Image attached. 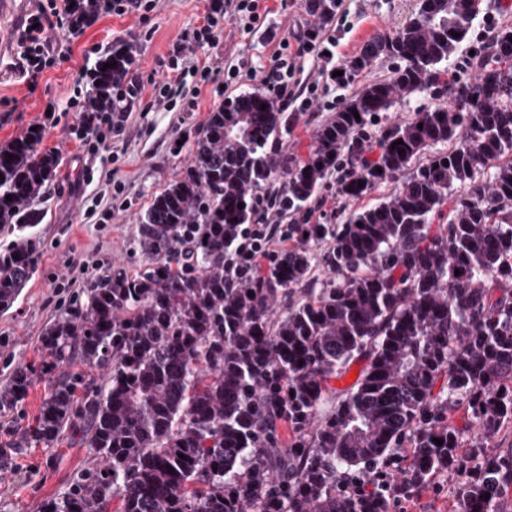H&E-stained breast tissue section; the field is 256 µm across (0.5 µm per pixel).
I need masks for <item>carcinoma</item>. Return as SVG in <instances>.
Instances as JSON below:
<instances>
[{
    "instance_id": "1",
    "label": "carcinoma",
    "mask_w": 512,
    "mask_h": 512,
    "mask_svg": "<svg viewBox=\"0 0 512 512\" xmlns=\"http://www.w3.org/2000/svg\"><path fill=\"white\" fill-rule=\"evenodd\" d=\"M479 14L472 0H424L405 26L378 34L343 79L381 55L401 65L336 112L300 166L266 149L283 123L268 96L211 112L191 166L139 225L151 263L96 280L44 333L43 373L76 360L87 371L50 381L34 424L0 459L67 436L101 462L44 512H393L392 483L411 497L448 470L462 472L460 512H499L512 458L486 448L512 429V30L495 36L498 65L477 84L388 130L377 158L354 169L372 120L427 87ZM132 65L123 45L99 56L88 111L121 109L115 86ZM42 141L39 129L0 144V227L42 222L32 205L61 162ZM343 167L346 196L395 180L398 191L344 224L288 225L299 242L230 284L257 191L287 174L275 206L305 217ZM35 269L24 234L0 255V309ZM279 297L290 302L275 317ZM356 362L357 382L337 392L331 383ZM28 384L17 373L0 407L21 404Z\"/></svg>"
}]
</instances>
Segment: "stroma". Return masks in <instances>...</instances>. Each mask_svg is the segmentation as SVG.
Segmentation results:
<instances>
[{"instance_id": "1", "label": "stroma", "mask_w": 512, "mask_h": 512, "mask_svg": "<svg viewBox=\"0 0 512 512\" xmlns=\"http://www.w3.org/2000/svg\"><path fill=\"white\" fill-rule=\"evenodd\" d=\"M416 0H342L341 18L327 25L336 40L333 61L299 59L295 83L318 82L311 111H284L287 121L271 139L278 157L307 161L317 130L363 87L389 80L397 59L379 57L349 83L331 81V67L359 56L381 32L405 22ZM208 0H156L147 19L138 15L99 16L76 35L58 30L53 43L62 47L36 88H29L10 73L0 74V144L34 126L44 133V147L61 157L56 175L39 207L46 216L36 225L37 267L33 278L13 306L0 310V389L9 386L19 369H27L30 385L17 408L0 409V448L14 431L34 421L48 393L40 372L44 351L41 339L58 314L75 301L87 285L121 268L136 271L147 257L139 246V224L155 195L161 193L192 163L194 142L210 113L224 100L245 92L263 91L259 69L269 65L274 47L259 36L242 33L225 22L215 43L196 51V61L209 65L212 83L200 91L185 87L183 95L163 106L143 97L129 111L121 130L107 133L98 151H88L75 134L81 122L70 100L83 88L82 71L91 67L109 46L122 43L133 54L132 75L150 79L157 75L158 59L167 57L182 34L197 25ZM495 28L512 29V0H483L470 34L440 71L431 89L394 99L389 111L374 119L372 131L404 123L415 113L447 105L448 85L475 82L482 64L491 63L492 35L483 34L486 20ZM245 60L255 76L224 82L225 63ZM337 175H329L308 202L314 219L323 224H342L354 213L384 200L395 192L394 184L382 185L356 199L339 193ZM89 449L59 443L51 448H26L0 469V512H42L46 500L61 496L73 476L93 465ZM459 481L455 473L436 478L431 488L401 502V512H448Z\"/></svg>"}]
</instances>
